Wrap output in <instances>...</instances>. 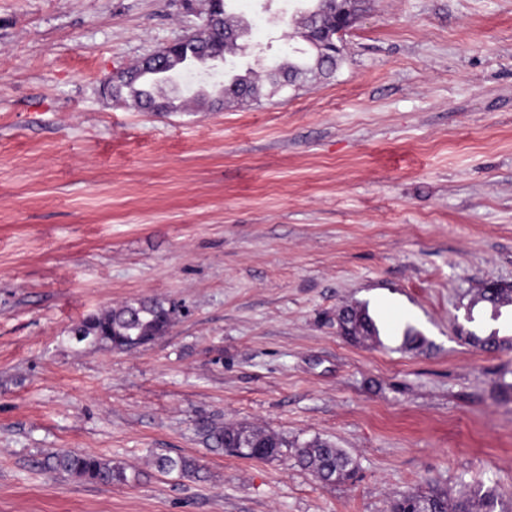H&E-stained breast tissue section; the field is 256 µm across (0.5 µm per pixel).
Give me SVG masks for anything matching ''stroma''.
Segmentation results:
<instances>
[{
    "label": "stroma",
    "instance_id": "35a3bbf8",
    "mask_svg": "<svg viewBox=\"0 0 512 512\" xmlns=\"http://www.w3.org/2000/svg\"><path fill=\"white\" fill-rule=\"evenodd\" d=\"M327 79L279 89L303 0H226L256 102L149 112L102 81L196 23L182 0H0V512H388L495 487L512 512V0H367ZM157 298L169 332L75 343ZM368 310L379 335L337 320ZM428 341L407 349L406 328ZM336 442L353 479L207 448L200 419ZM62 449L138 480L42 470ZM197 459L163 475L150 454ZM485 284L492 288H482L477 302H485L489 304L495 313H498V309L500 307L512 304V286L495 288L498 285H503L495 281L486 282ZM175 308L143 298L86 316L71 330L78 344L126 351L154 342L173 325Z\"/></svg>",
    "mask_w": 512,
    "mask_h": 512
}]
</instances>
